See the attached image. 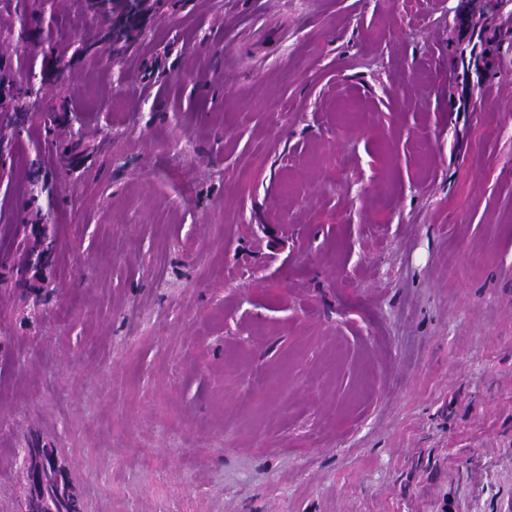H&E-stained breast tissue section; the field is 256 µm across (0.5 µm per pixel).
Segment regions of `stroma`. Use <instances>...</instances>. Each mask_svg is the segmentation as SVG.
Returning a JSON list of instances; mask_svg holds the SVG:
<instances>
[{
    "instance_id": "35a3bbf8",
    "label": "stroma",
    "mask_w": 512,
    "mask_h": 512,
    "mask_svg": "<svg viewBox=\"0 0 512 512\" xmlns=\"http://www.w3.org/2000/svg\"><path fill=\"white\" fill-rule=\"evenodd\" d=\"M458 5L144 0L0 113V512L31 439L87 512H512V18L465 98ZM99 30L0 0V66ZM125 1V9L119 14L113 10L114 0H81L85 11L93 17L103 20L106 28L103 36L99 40L97 51L106 60L109 65H119L124 59V50L127 45V33L134 27V22L140 12L141 1L133 0L137 3L130 5L128 10V1ZM68 65L65 62L64 58H60L57 60L56 68L54 72V77L49 83H44L43 81L40 82V87L36 90V92L39 94L41 93L43 96H46L47 94H54L56 96H62L65 94L67 90V84H66V71H67Z\"/></svg>"
}]
</instances>
